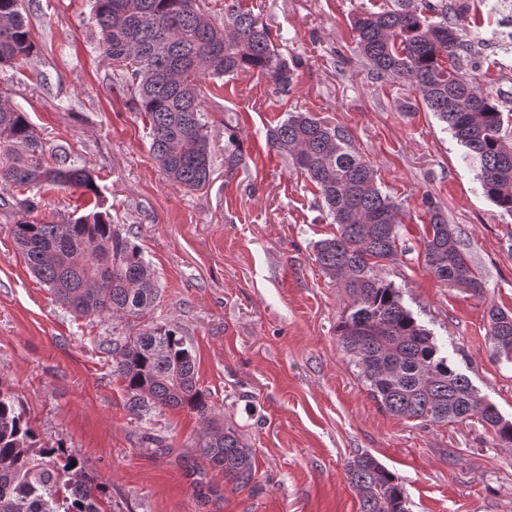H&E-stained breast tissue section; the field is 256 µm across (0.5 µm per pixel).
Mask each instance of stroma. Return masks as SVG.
<instances>
[{
	"instance_id": "obj_1",
	"label": "stroma",
	"mask_w": 512,
	"mask_h": 512,
	"mask_svg": "<svg viewBox=\"0 0 512 512\" xmlns=\"http://www.w3.org/2000/svg\"><path fill=\"white\" fill-rule=\"evenodd\" d=\"M377 0H200L223 21L250 10L297 62L294 82L241 74L202 83L213 151L207 188L167 182L143 117L113 92L95 41L90 0H28L41 58L0 68V100L41 137L68 143L96 180L113 224L131 230L161 288L151 320L178 325L197 356L198 384L255 456V488L232 490L200 455L196 415L166 409L137 419L112 371V324L75 318L28 269L0 209V379L41 445L80 456L106 486L103 512H359L346 464L368 452L404 485L413 512H512V448L478 420H402L369 398L337 345L343 288L314 261L336 227L322 200L268 131L308 112L350 135L384 192L404 209L403 255L380 274L403 292L452 366L512 420V365L491 355L489 310L512 312V215L483 193L479 169L415 92L373 79L351 20ZM475 49L472 74L512 110V5L451 0ZM236 135L243 160L224 165ZM37 216L56 223L82 190H39ZM432 200L456 227L481 278L480 297L439 282L421 254ZM209 488L201 497L200 488Z\"/></svg>"
}]
</instances>
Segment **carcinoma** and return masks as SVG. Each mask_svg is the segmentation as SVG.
Masks as SVG:
<instances>
[{
	"label": "carcinoma",
	"mask_w": 512,
	"mask_h": 512,
	"mask_svg": "<svg viewBox=\"0 0 512 512\" xmlns=\"http://www.w3.org/2000/svg\"><path fill=\"white\" fill-rule=\"evenodd\" d=\"M96 43L115 67L118 92H130L148 122L150 152L166 180L186 192L204 189L213 173L200 83L255 71L287 91L294 67L251 12L228 7L224 24L201 12L197 0H93ZM357 51L372 76H396L417 92L478 164L485 195L512 214V140L504 112L466 73L474 49L448 0H396L393 7L354 17ZM25 0H0V66L33 61ZM273 147L315 186L337 234L316 242L314 262L344 288L349 303L336 325L340 350L358 369L368 395L404 420L443 426L478 418L493 441L512 447V421L452 368L432 332L404 305L403 293L379 275L400 251L401 209L383 192L371 162L349 134L308 113L293 112L270 130ZM47 185L81 188L93 209L60 224L34 213L26 197L12 234L33 274L63 307L83 318L114 323L112 367L124 382L132 412L145 420L159 407L182 408L206 422L196 443L209 466L232 489L255 479L252 449L238 429L217 425L198 387L196 355L178 327L145 324L160 288L130 233L101 210L100 190L70 146L49 145L26 113L0 103V192ZM422 248L440 282L483 294L470 255L440 208L427 200ZM492 355L512 363V315L490 310ZM360 512H411L398 477L374 455L348 461ZM99 487L83 461L62 448L39 445L11 389L0 378V512H103Z\"/></svg>",
	"instance_id": "obj_1"
}]
</instances>
